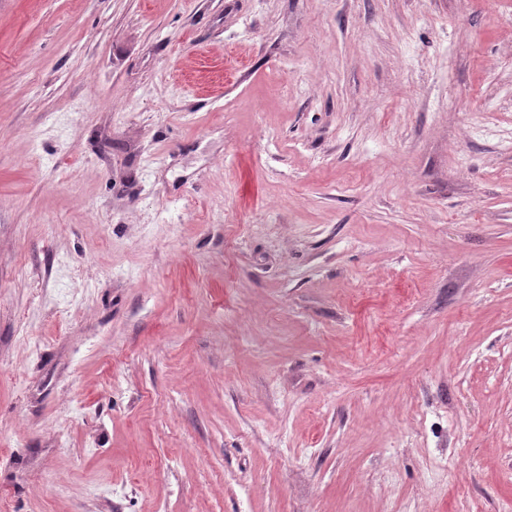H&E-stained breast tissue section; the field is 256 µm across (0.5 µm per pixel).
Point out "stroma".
I'll use <instances>...</instances> for the list:
<instances>
[{"mask_svg": "<svg viewBox=\"0 0 512 512\" xmlns=\"http://www.w3.org/2000/svg\"><path fill=\"white\" fill-rule=\"evenodd\" d=\"M7 512H512V0H0Z\"/></svg>", "mask_w": 512, "mask_h": 512, "instance_id": "obj_1", "label": "stroma"}]
</instances>
